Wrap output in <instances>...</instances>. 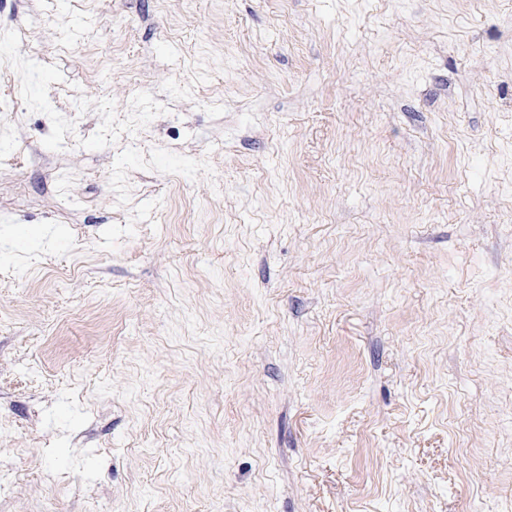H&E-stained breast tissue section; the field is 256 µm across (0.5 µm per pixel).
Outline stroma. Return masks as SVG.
<instances>
[{"label":"stroma","mask_w":512,"mask_h":512,"mask_svg":"<svg viewBox=\"0 0 512 512\" xmlns=\"http://www.w3.org/2000/svg\"><path fill=\"white\" fill-rule=\"evenodd\" d=\"M0 512H512V0H8Z\"/></svg>","instance_id":"obj_1"}]
</instances>
